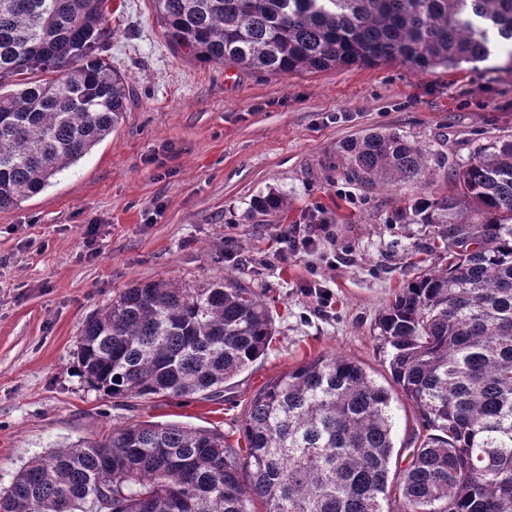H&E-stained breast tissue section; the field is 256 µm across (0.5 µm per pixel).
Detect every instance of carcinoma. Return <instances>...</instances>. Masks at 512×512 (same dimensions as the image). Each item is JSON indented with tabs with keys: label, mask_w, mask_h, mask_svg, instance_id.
Wrapping results in <instances>:
<instances>
[{
	"label": "carcinoma",
	"mask_w": 512,
	"mask_h": 512,
	"mask_svg": "<svg viewBox=\"0 0 512 512\" xmlns=\"http://www.w3.org/2000/svg\"><path fill=\"white\" fill-rule=\"evenodd\" d=\"M169 41L198 60L288 76L401 60L458 70L497 55L512 72V0H153ZM111 0H0V210L40 193L123 120L131 86L103 58ZM346 179L424 185L448 158L395 131L341 144ZM448 192L413 211L445 266L376 323L389 371L429 434L391 472V394L360 362L319 355L273 378L243 420L247 450L177 422L112 425L30 459L0 512H512V139L477 146ZM256 224L288 216L276 192ZM276 333L270 304L222 282H135L89 317L75 355L121 403L216 401ZM400 498L390 499L391 481Z\"/></svg>",
	"instance_id": "obj_1"
}]
</instances>
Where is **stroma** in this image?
Returning a JSON list of instances; mask_svg holds the SVG:
<instances>
[{
    "label": "stroma",
    "mask_w": 512,
    "mask_h": 512,
    "mask_svg": "<svg viewBox=\"0 0 512 512\" xmlns=\"http://www.w3.org/2000/svg\"><path fill=\"white\" fill-rule=\"evenodd\" d=\"M106 53L134 89L112 135L39 194L0 211V487L51 446L94 438L116 423L178 421L244 441L242 420L270 379L320 354L360 360L392 390L394 467L422 430L394 389L379 314L419 269L440 267L436 225L402 207L447 191L368 189L337 168L339 144L375 129L418 138L467 161L481 143L512 137V74L491 59L451 72L401 61L286 77L202 63L163 34L152 0H112ZM288 201V223L314 225L316 244L277 257L279 225L256 224L251 202ZM96 222L95 252L83 245ZM234 272L279 317L264 358L218 401L133 399L114 405L79 372L88 317L131 283H200ZM321 283L326 296L312 294Z\"/></svg>",
    "instance_id": "obj_1"
}]
</instances>
